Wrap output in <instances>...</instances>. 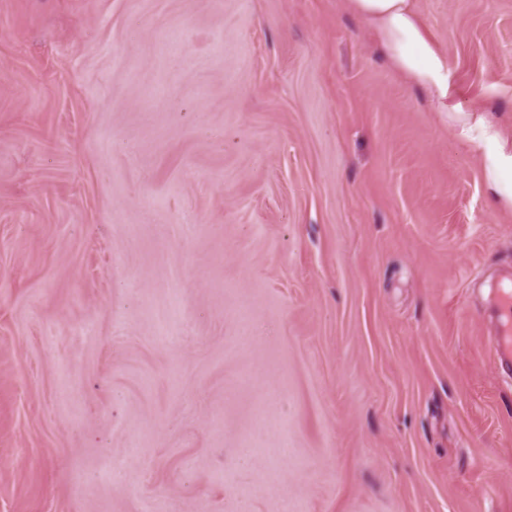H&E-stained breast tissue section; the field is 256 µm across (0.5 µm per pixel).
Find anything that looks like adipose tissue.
<instances>
[{
    "label": "adipose tissue",
    "instance_id": "obj_1",
    "mask_svg": "<svg viewBox=\"0 0 512 512\" xmlns=\"http://www.w3.org/2000/svg\"><path fill=\"white\" fill-rule=\"evenodd\" d=\"M352 12L367 21L391 67L428 96L433 111L459 130L469 151L482 161L487 189L500 205L512 208V138L481 108L455 99L447 55L431 41L414 0H348Z\"/></svg>",
    "mask_w": 512,
    "mask_h": 512
}]
</instances>
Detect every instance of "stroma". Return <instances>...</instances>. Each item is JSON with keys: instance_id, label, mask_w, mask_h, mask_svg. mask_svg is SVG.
<instances>
[{"instance_id": "stroma-1", "label": "stroma", "mask_w": 512, "mask_h": 512, "mask_svg": "<svg viewBox=\"0 0 512 512\" xmlns=\"http://www.w3.org/2000/svg\"><path fill=\"white\" fill-rule=\"evenodd\" d=\"M417 9L511 129L512 0ZM508 271L347 0H0V512H512ZM498 307L503 321V329L493 341V347L501 365L512 361V293L503 290L498 298Z\"/></svg>"}]
</instances>
